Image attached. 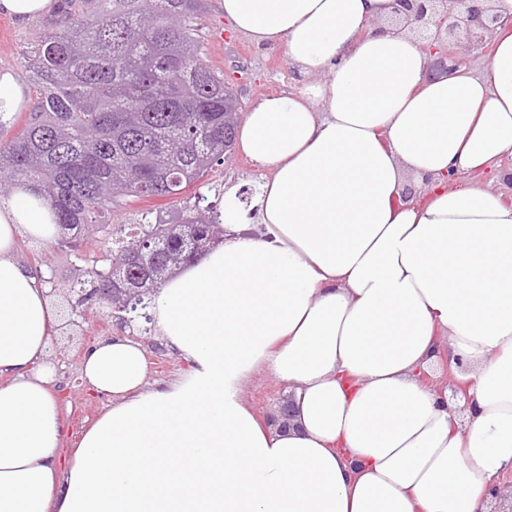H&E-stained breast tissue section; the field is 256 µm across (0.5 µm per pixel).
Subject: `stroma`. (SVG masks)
Returning a JSON list of instances; mask_svg holds the SVG:
<instances>
[{"label":"stroma","instance_id":"obj_1","mask_svg":"<svg viewBox=\"0 0 512 512\" xmlns=\"http://www.w3.org/2000/svg\"><path fill=\"white\" fill-rule=\"evenodd\" d=\"M61 15H45L21 24L0 15V68L15 71L20 81H27L26 70L31 47L45 32L59 25ZM198 25L203 36L204 58L211 67L223 72L226 81L235 84L243 109L268 94L296 90L300 77L289 65L282 47L259 48L245 35L232 31L224 17L221 0H205V9ZM268 175L243 153L233 160L213 166L198 182L186 189L176 204L167 200L134 199L117 212V224L138 223L145 212L171 211L172 208L192 207L198 196H206L209 203L223 207L224 194L235 190L242 205H250L257 188ZM100 249L91 238H83L78 247L59 249L26 239L18 243L19 259L33 271L54 277L61 284L53 300L62 319L68 320L67 333L54 336L50 342V358L58 368L60 395L64 400L63 414L69 435H77L103 413L108 405L106 397L91 391L81 378V359L84 351L97 340L107 336H134L141 338L151 362L150 383L178 379L189 369L187 363L157 341L155 334L145 332L144 321L121 325L113 318L110 307L97 303L83 316H72L69 309L68 287L79 285ZM285 394V387L274 377L260 374L254 377L245 391V398L260 421L277 415Z\"/></svg>","mask_w":512,"mask_h":512}]
</instances>
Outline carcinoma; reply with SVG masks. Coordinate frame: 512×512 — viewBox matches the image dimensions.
Here are the masks:
<instances>
[{
	"instance_id": "carcinoma-1",
	"label": "carcinoma",
	"mask_w": 512,
	"mask_h": 512,
	"mask_svg": "<svg viewBox=\"0 0 512 512\" xmlns=\"http://www.w3.org/2000/svg\"><path fill=\"white\" fill-rule=\"evenodd\" d=\"M91 7L41 36L29 60L36 112L0 147V191L26 181L56 214L59 233L89 228L135 239L163 238L150 266L130 263L124 246L101 241L105 262L143 303L189 255L191 227L221 234L215 207L198 198L169 221L114 224L112 214L135 197L175 199L212 164L233 153L239 99L224 98V75L205 64L192 20L203 0H88Z\"/></svg>"
}]
</instances>
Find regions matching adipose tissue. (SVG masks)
Instances as JSON below:
<instances>
[{"mask_svg":"<svg viewBox=\"0 0 512 512\" xmlns=\"http://www.w3.org/2000/svg\"><path fill=\"white\" fill-rule=\"evenodd\" d=\"M477 72L429 77L391 0H222L308 82L238 132L271 173L224 195V243L152 313L184 378L148 388L143 345L108 336L82 377L109 406L66 441L48 359L59 312L17 242H52L25 183L0 199V512H490L512 471V204L479 177L512 157V0ZM424 199L402 200L407 178ZM448 348L465 414L423 384ZM287 388L288 427L244 398ZM284 395L285 386L268 374L255 376L245 391L247 403L262 423H267L271 416L290 418L289 400H282Z\"/></svg>","mask_w":512,"mask_h":512,"instance_id":"1","label":"adipose tissue"}]
</instances>
